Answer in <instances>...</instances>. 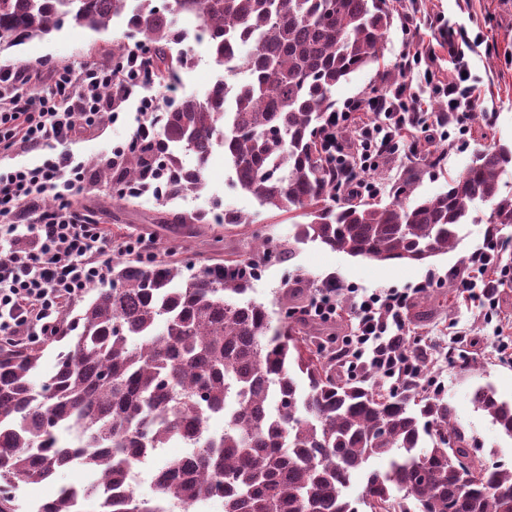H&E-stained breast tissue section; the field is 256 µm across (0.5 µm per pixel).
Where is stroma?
I'll use <instances>...</instances> for the list:
<instances>
[{"label":"stroma","mask_w":512,"mask_h":512,"mask_svg":"<svg viewBox=\"0 0 512 512\" xmlns=\"http://www.w3.org/2000/svg\"><path fill=\"white\" fill-rule=\"evenodd\" d=\"M393 24L386 34L383 60L364 68L333 93L337 104L352 98H366L380 90L386 77H399V60L407 49L402 29L403 16L412 13L417 25V39L434 46L436 58L431 61L436 79L447 80L451 65L447 48L438 46L440 24L446 23L481 35L480 45L466 50L471 72L477 77L481 97L477 105L483 117L469 120L466 134H452L448 140L431 143L429 150L405 152L386 158L368 179L377 186V202L390 203V188L400 179L414 177V197H431L448 188V178L459 173L475 153L499 145L512 147V0H387ZM124 27L112 24L95 32L87 28L64 25L44 38H34L20 45L0 50V68L20 62L38 66L39 71L28 85L38 92L48 82L49 67H80L90 63L112 61V45L124 42ZM194 63L182 73L177 83L176 99L203 95L211 86L217 69L207 48L184 43ZM143 91H136L123 104L117 122L100 120L87 127L71 149L84 164L89 181L82 194L73 199L74 206L90 211L95 219L112 232L113 240L129 236L152 235L155 247L162 252L191 243L187 257L201 266L227 259L250 258V233L287 244L292 231L286 217L272 218L250 193L233 188V172L222 152H214L205 174V185L197 193L173 200L151 196L134 199L126 207H116L112 188L97 178V168L105 164L112 151L128 141L140 122L138 105ZM443 160L431 165L432 154ZM231 207L250 217L247 228L221 224H165L167 212L209 215L214 209ZM479 221L464 225L458 247L425 263H381L353 258L309 242L292 248L289 257L280 260L261 259L258 276L249 283L250 299L278 310L279 297L296 279L305 277L315 284L329 281L343 284L340 298L349 289L369 293L380 288L402 291L425 279L431 288L415 294L407 310L410 334L408 344L416 349L444 347L454 349L461 359L456 363L440 362L433 373L445 385L443 395L455 408L457 418L482 446L485 461L512 464V440L504 438L482 412L474 407L471 397L476 386L488 384L500 399L512 401V360H504L500 343L512 340V280L499 283L495 302H487L481 294L463 295L458 283L467 276V258L482 245L488 228L484 217L489 206L477 203ZM90 473L84 465L65 469L57 483L20 485L14 491L17 512H36L38 505L56 491L57 484L88 481Z\"/></svg>","instance_id":"stroma-1"}]
</instances>
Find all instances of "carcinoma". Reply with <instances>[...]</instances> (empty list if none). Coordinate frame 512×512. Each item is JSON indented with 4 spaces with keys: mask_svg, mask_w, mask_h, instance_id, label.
I'll use <instances>...</instances> for the list:
<instances>
[{
    "mask_svg": "<svg viewBox=\"0 0 512 512\" xmlns=\"http://www.w3.org/2000/svg\"><path fill=\"white\" fill-rule=\"evenodd\" d=\"M194 14L224 70L203 97L168 108L149 139L133 135L98 176L112 199L160 169L173 196L200 191L205 163L224 151L240 188L273 217L288 216L290 244L319 242L377 262L421 261L454 249L458 229L490 205V224H512V196L499 183L512 148L478 152L448 189L410 200L414 178L392 185L380 206L354 192L337 197L336 170L320 135L336 110L333 91L384 56L393 15L385 0H0V50L45 37L65 22L99 30L126 17L134 44L112 45V111L141 87L127 77L129 55L147 60L150 82L169 84L192 64L173 46L188 38L172 18ZM198 166L181 167L177 151ZM228 260L193 270L176 260L112 261L109 287L89 288L76 314L39 342L0 341V512H14L19 484L54 480L79 457L108 492L79 496L62 487L37 512H158L159 500L190 512L211 498L224 512H512V466L478 457L453 405L421 383L381 389L366 368L345 376L347 350L290 302L312 287L284 291L283 317L244 299L251 273ZM60 346L53 371L35 377L44 351ZM472 402L512 438V402L487 385ZM224 416V431L208 421ZM453 434L457 447L443 436ZM190 441L194 451L157 468L153 496L124 475L141 455ZM467 458L478 482L448 458ZM385 459L384 471L367 470ZM364 473L355 499L348 490Z\"/></svg>",
    "mask_w": 512,
    "mask_h": 512,
    "instance_id": "obj_1",
    "label": "carcinoma"
}]
</instances>
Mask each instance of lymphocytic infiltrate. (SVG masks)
Here are the masks:
<instances>
[{"label": "lymphocytic infiltrate", "mask_w": 512, "mask_h": 512, "mask_svg": "<svg viewBox=\"0 0 512 512\" xmlns=\"http://www.w3.org/2000/svg\"><path fill=\"white\" fill-rule=\"evenodd\" d=\"M448 45L453 76L439 87L448 99V111L436 120L442 137L464 130L460 105H475L480 95L469 64L460 54L466 31L441 29ZM45 89L31 94L25 86L28 67L0 71V149L37 151L47 143L60 144L54 159L35 166L0 171V338L24 342L30 329L47 331L66 305L89 284L108 278L115 248L136 249L141 242L113 241L110 233L90 215L72 205L85 184L86 170L69 146L92 125L108 104L103 91L112 85V69L86 65L73 70L53 68ZM424 101L411 84L394 83L366 99H352L343 109L329 113L323 138L336 157L341 181L363 182L381 159L398 153L401 145L419 147ZM380 115V122L358 124L357 113ZM357 127L353 142L343 134ZM53 195L54 208L42 206ZM410 293L373 291L354 304L358 321L349 340L357 355L375 368L392 374L412 372L410 356H396L395 348L409 333L406 311Z\"/></svg>", "instance_id": "obj_1"}]
</instances>
